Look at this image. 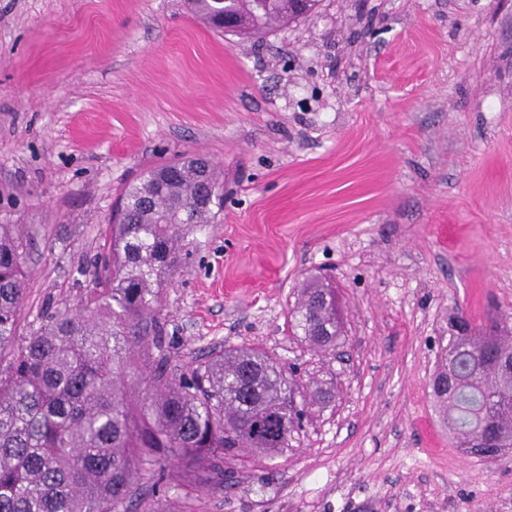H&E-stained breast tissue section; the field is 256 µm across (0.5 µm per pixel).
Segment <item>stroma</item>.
<instances>
[{"instance_id": "1", "label": "stroma", "mask_w": 512, "mask_h": 512, "mask_svg": "<svg viewBox=\"0 0 512 512\" xmlns=\"http://www.w3.org/2000/svg\"><path fill=\"white\" fill-rule=\"evenodd\" d=\"M184 153L221 168L224 212L163 286L171 359L260 343L309 405L285 455L243 452L196 512H512V455L450 451L429 387L455 309L512 325V0H320L250 40L184 0H0L23 329L79 307L125 185ZM312 274L332 352L287 329Z\"/></svg>"}]
</instances>
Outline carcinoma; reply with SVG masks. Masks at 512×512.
I'll use <instances>...</instances> for the list:
<instances>
[{"instance_id":"carcinoma-1","label":"carcinoma","mask_w":512,"mask_h":512,"mask_svg":"<svg viewBox=\"0 0 512 512\" xmlns=\"http://www.w3.org/2000/svg\"><path fill=\"white\" fill-rule=\"evenodd\" d=\"M209 26L211 0H186ZM242 20L231 34L251 38L300 19L298 0H229ZM198 154L151 167L123 190L109 221L106 249L82 308H55L28 336L19 335L26 299L29 236L0 224V512H156L132 501L136 475L180 489L188 502L207 492L224 463L243 448L269 458L288 451L301 425L286 365L258 344L195 361L177 373L164 350L158 316L162 286L180 261L183 231L215 224L224 209V178ZM288 329L314 348L333 350L342 335L330 289L316 278L299 284ZM504 327L448 339L436 373L453 380L433 393L451 446L475 448L492 437L499 456L512 450V355ZM136 371L142 396L125 382ZM278 420L282 435L264 436Z\"/></svg>"}]
</instances>
